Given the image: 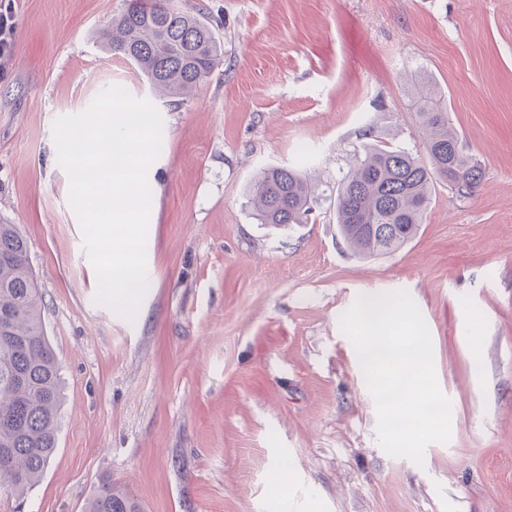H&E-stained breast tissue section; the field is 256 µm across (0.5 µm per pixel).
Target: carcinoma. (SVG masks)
Segmentation results:
<instances>
[{
	"label": "carcinoma",
	"mask_w": 512,
	"mask_h": 512,
	"mask_svg": "<svg viewBox=\"0 0 512 512\" xmlns=\"http://www.w3.org/2000/svg\"><path fill=\"white\" fill-rule=\"evenodd\" d=\"M112 53L131 61L159 94L185 98L224 65L210 23L171 0H129L105 32ZM416 116L425 157L405 148L366 144L338 183L336 224L349 251L363 260L391 255L418 233L435 184L461 196L477 191L481 164L460 148L448 104L432 88L417 90ZM260 223L290 229L308 223L316 188L292 166H269L249 189ZM63 378L43 323L27 243L0 224V496L23 502L40 483L58 447ZM84 512H140L103 482Z\"/></svg>",
	"instance_id": "carcinoma-1"
}]
</instances>
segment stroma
Wrapping results in <instances>:
<instances>
[{"label": "stroma", "instance_id": "obj_1", "mask_svg": "<svg viewBox=\"0 0 512 512\" xmlns=\"http://www.w3.org/2000/svg\"><path fill=\"white\" fill-rule=\"evenodd\" d=\"M218 31L193 97L153 96L101 34L128 0H15L0 67V223L17 225L64 378L58 448L23 512H84L106 480L142 512H512V0H172ZM436 84L485 172L436 184L418 235L364 261L336 189L373 138L413 152ZM118 83L163 118L148 169L149 286L134 320L96 274L52 124ZM298 167L319 203L294 231L248 187ZM404 291L452 403L423 466L388 455L342 314Z\"/></svg>", "mask_w": 512, "mask_h": 512}]
</instances>
